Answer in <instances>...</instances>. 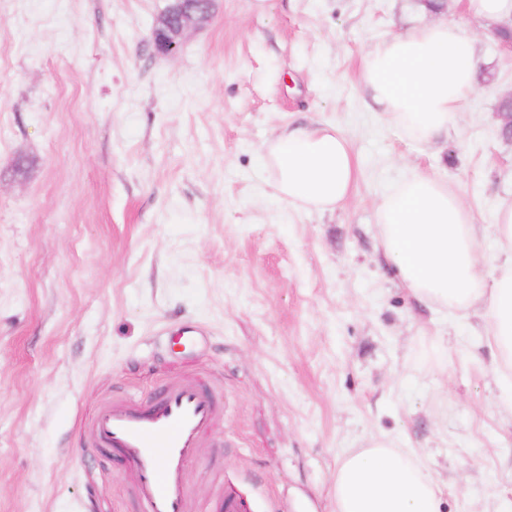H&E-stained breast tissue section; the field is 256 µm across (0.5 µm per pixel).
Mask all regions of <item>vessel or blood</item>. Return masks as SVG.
I'll use <instances>...</instances> for the list:
<instances>
[{
  "label": "vessel or blood",
  "mask_w": 512,
  "mask_h": 512,
  "mask_svg": "<svg viewBox=\"0 0 512 512\" xmlns=\"http://www.w3.org/2000/svg\"><path fill=\"white\" fill-rule=\"evenodd\" d=\"M217 409L215 390L198 383L163 386L136 404L107 400L90 423L88 446L97 454L119 450L135 466L144 512H190L184 468L205 446Z\"/></svg>",
  "instance_id": "obj_1"
}]
</instances>
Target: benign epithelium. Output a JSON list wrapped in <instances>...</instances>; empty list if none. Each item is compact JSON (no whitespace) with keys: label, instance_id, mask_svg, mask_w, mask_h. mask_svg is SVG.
I'll return each instance as SVG.
<instances>
[{"label":"benign epithelium","instance_id":"obj_1","mask_svg":"<svg viewBox=\"0 0 512 512\" xmlns=\"http://www.w3.org/2000/svg\"><path fill=\"white\" fill-rule=\"evenodd\" d=\"M212 4L213 0H170L152 31L155 50L163 55L176 53L188 34L210 20ZM502 102L509 105V111L498 112L500 135L512 140V97L508 95Z\"/></svg>","mask_w":512,"mask_h":512}]
</instances>
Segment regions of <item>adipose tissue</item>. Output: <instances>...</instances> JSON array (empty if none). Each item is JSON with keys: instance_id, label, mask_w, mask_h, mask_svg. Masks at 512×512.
Wrapping results in <instances>:
<instances>
[{"instance_id": "obj_1", "label": "adipose tissue", "mask_w": 512, "mask_h": 512, "mask_svg": "<svg viewBox=\"0 0 512 512\" xmlns=\"http://www.w3.org/2000/svg\"><path fill=\"white\" fill-rule=\"evenodd\" d=\"M479 64L473 39L435 20L372 46L361 78L375 111L408 140L427 142L454 128ZM260 167L281 201L310 211L343 203L360 176L348 139L329 124L284 133ZM377 230L383 260L415 298L451 313L482 310L501 404L512 412V205L495 214L503 252L489 276L468 207L431 174L413 172L382 195ZM333 498L334 512H443L444 491L411 449L377 436L343 455Z\"/></svg>"}]
</instances>
